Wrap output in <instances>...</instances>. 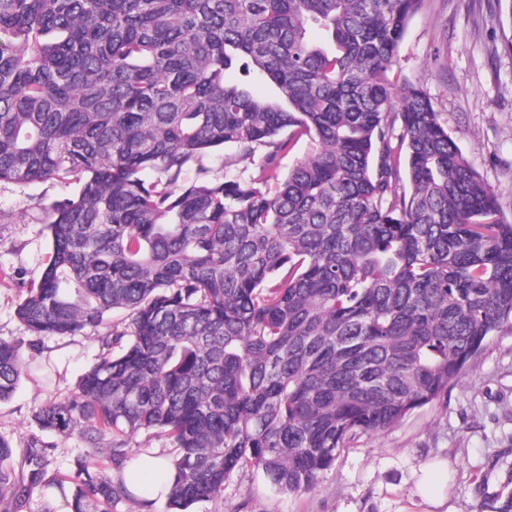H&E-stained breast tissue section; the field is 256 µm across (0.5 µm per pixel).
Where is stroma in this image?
Segmentation results:
<instances>
[{"label": "stroma", "instance_id": "1", "mask_svg": "<svg viewBox=\"0 0 512 512\" xmlns=\"http://www.w3.org/2000/svg\"><path fill=\"white\" fill-rule=\"evenodd\" d=\"M512 22L498 17L497 0H425L400 47L395 80L421 86L472 166L494 188L512 222V52L503 40ZM58 185L0 182V340L22 342V355L61 372L54 383L21 379L0 403V437L21 464L31 440L47 449V471L70 473L85 444L40 429L33 411L66 399L99 352L100 329L77 336L33 338L16 307L37 280L48 253L45 205ZM512 448V334L494 337L473 366L448 387L444 400L416 409L376 434L341 449L335 466L314 491L290 494L270 486L261 473H233L221 499L199 502L191 512H465L483 503L496 512L512 496V473L498 462ZM445 462L433 488L419 485L425 465ZM442 495L443 507L427 503Z\"/></svg>", "mask_w": 512, "mask_h": 512}]
</instances>
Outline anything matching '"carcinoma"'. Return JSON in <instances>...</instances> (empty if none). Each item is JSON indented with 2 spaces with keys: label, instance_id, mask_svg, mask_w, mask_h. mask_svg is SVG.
I'll return each mask as SVG.
<instances>
[{
  "label": "carcinoma",
  "instance_id": "carcinoma-1",
  "mask_svg": "<svg viewBox=\"0 0 512 512\" xmlns=\"http://www.w3.org/2000/svg\"><path fill=\"white\" fill-rule=\"evenodd\" d=\"M423 3L0 0V182L68 189L17 317L34 336L125 317L34 410L85 453L47 479L32 442L31 485L112 512L108 472L154 430L171 512L237 471L311 492L512 332V223L431 98L389 78ZM21 349L0 341V401ZM12 456L0 438V502L23 512ZM126 450L131 461L145 454L155 455L164 462H169L173 457V448L170 447L169 442L147 431L135 435Z\"/></svg>",
  "mask_w": 512,
  "mask_h": 512
}]
</instances>
